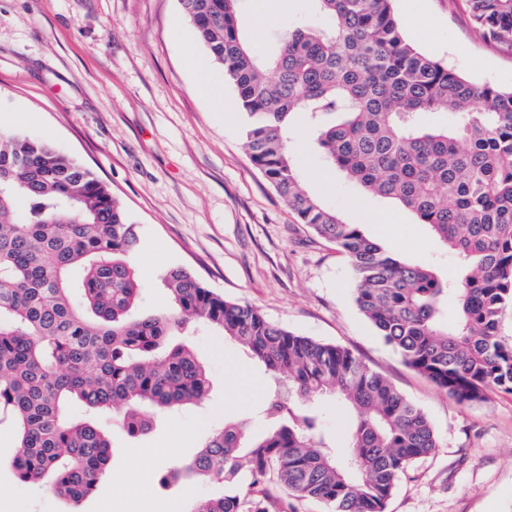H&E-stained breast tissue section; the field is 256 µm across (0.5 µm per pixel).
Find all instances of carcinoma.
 <instances>
[{"label":"carcinoma","instance_id":"carcinoma-1","mask_svg":"<svg viewBox=\"0 0 512 512\" xmlns=\"http://www.w3.org/2000/svg\"><path fill=\"white\" fill-rule=\"evenodd\" d=\"M318 22L275 34L259 55L239 0H180L210 59L224 70L253 164L297 216L333 242L355 274L361 314L404 363L462 406L512 393V88L468 80L405 36L394 0H312ZM474 33L512 47V0H463ZM451 113L428 123L425 113ZM308 129L326 164L390 199L459 257L450 283L347 224L304 189L289 148ZM137 233L111 190L46 140L0 137V418L15 427L8 467L79 505L108 471L101 413L144 435L154 416L202 399L211 377L188 344L194 322L224 334L264 367L262 430L226 420L168 477L220 491L186 512H286L258 488L276 478L331 512H385L407 469L438 447L425 413L352 351L297 334L258 309L163 276L170 306L135 314L142 288ZM456 311L448 316V296ZM351 418L324 430L317 402ZM77 405L84 416H72Z\"/></svg>","mask_w":512,"mask_h":512}]
</instances>
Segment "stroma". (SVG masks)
<instances>
[{
  "label": "stroma",
  "instance_id": "35a3bbf8",
  "mask_svg": "<svg viewBox=\"0 0 512 512\" xmlns=\"http://www.w3.org/2000/svg\"><path fill=\"white\" fill-rule=\"evenodd\" d=\"M408 39L475 82L512 88V48L474 37L461 0H394ZM243 30L267 50L270 30L312 18L311 0H241ZM179 0H0V123L45 139L92 169L137 227L151 310L167 308L173 267L225 298L304 336L345 347L420 407L437 435L386 512H512V394L461 406L407 367L353 301V272L335 245L296 217L250 161L235 93L215 106L196 87L205 56ZM291 152L308 191L349 224L409 261L456 279L459 260L427 226L388 199L363 195L330 170L304 127ZM192 342L211 375L198 405L155 419L133 438L103 419L108 476L80 512H184L211 493L202 478L165 481L229 417L253 416L266 382L235 343L208 329ZM16 435L0 423V512H69L40 484L17 481L6 461Z\"/></svg>",
  "mask_w": 512,
  "mask_h": 512
}]
</instances>
